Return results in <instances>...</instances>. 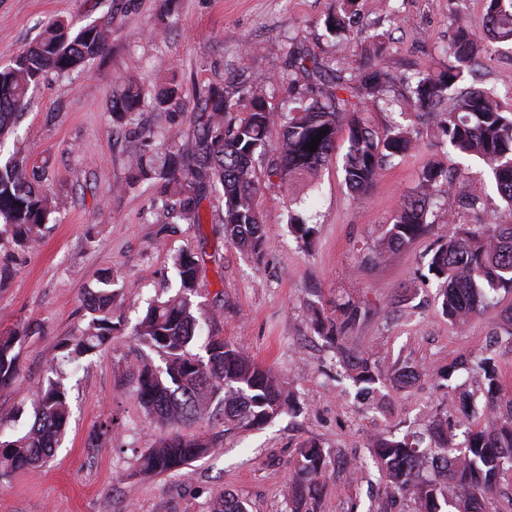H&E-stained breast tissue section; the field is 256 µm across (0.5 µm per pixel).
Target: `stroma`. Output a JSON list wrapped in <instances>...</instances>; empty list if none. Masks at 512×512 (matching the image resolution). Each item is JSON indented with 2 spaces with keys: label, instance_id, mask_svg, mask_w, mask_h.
Here are the masks:
<instances>
[{
  "label": "stroma",
  "instance_id": "1",
  "mask_svg": "<svg viewBox=\"0 0 512 512\" xmlns=\"http://www.w3.org/2000/svg\"><path fill=\"white\" fill-rule=\"evenodd\" d=\"M335 10L336 0H0V66L52 19L65 17L77 28L112 20L107 52L70 74L42 78L16 136L0 149V156L23 161L58 203L32 249L20 250L10 236H0V332L31 329L21 343L19 374L0 391L6 431L29 422L31 400L53 374L56 343L85 329L84 299L99 275L109 270L126 284L112 318V343L58 372L71 409L61 446L44 466L0 473V512H208L223 491L246 501L249 512H289L284 489L296 450L309 439L330 453L320 512H383L389 492L367 462L374 437L419 432L431 417L447 415L452 385L475 406L485 403L482 376L456 368V361L493 358L501 398L512 399V337L505 322L512 291L494 292L496 318L477 317L461 329L443 314L441 282L428 270L454 224L491 229L507 216L486 165L457 156L432 123L418 118L404 82L446 63L451 17L482 31L485 0H358L350 31L330 38L323 22ZM164 15L171 27L164 38H153L150 31ZM298 44L330 66L376 63L393 77V109L371 110L367 118L379 131L393 123L410 127L417 147L387 163L363 201H355L344 183L346 148L338 146L303 192L300 212L313 229L308 239L288 228L281 193L264 190L260 204L270 247L257 264L225 243L219 195L203 200V222L195 225L165 223L149 185L112 194V185L127 176L140 129L181 141L191 131L194 91L235 78L268 79V94L281 100L289 55ZM132 74L151 88L180 84L185 101L138 113L118 132L110 99ZM465 83L495 89L512 108V45H491ZM430 161L461 170L489 203L468 210L440 193L429 232L388 259H373L387 224ZM180 251L201 259L193 301L214 314L202 336L222 337L272 368L298 410L245 430L225 424L212 409L194 429L217 437L216 454L174 474L144 477L135 473L137 458L161 430L134 394L136 370L161 358L132 329L149 302L177 291L173 256ZM347 300L359 302L362 311L349 347L383 369L416 370L412 386L388 381L365 397L342 377L335 351L311 327L310 307L322 306L332 318ZM112 416L111 440H97L100 423ZM391 509L411 512L412 505L401 500Z\"/></svg>",
  "mask_w": 512,
  "mask_h": 512
}]
</instances>
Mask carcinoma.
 Returning a JSON list of instances; mask_svg holds the SVG:
<instances>
[{"label":"carcinoma","instance_id":"cac0c4a2","mask_svg":"<svg viewBox=\"0 0 512 512\" xmlns=\"http://www.w3.org/2000/svg\"><path fill=\"white\" fill-rule=\"evenodd\" d=\"M356 0H337V10L324 22L326 32L338 36L348 31L356 15ZM485 31L496 43H512V0H486ZM112 39L109 23L92 22L72 30L57 19L44 35L24 49L7 66L0 67V143L13 131L29 103V89L46 74L68 73L103 55ZM488 51L483 38L455 21L452 52L443 68L419 73L411 82L409 105L432 121L452 150L477 156L487 163L496 190L512 216V109L487 89L462 88L466 76L481 64ZM288 67L316 84L305 91L296 83L288 87L289 101L274 103L259 79L231 90L210 88L193 104V133L181 143L158 144L151 131L142 132L141 147L129 160V176L112 188L149 182L157 188L167 218L174 223H203L201 203L213 190L224 199V238L259 263L269 249L259 199L264 186L276 183L291 208L290 191L301 182H312L336 152L340 131L346 132L344 181L359 198L374 184L384 165L416 147L413 131L391 125L379 132L369 125V108L387 110L390 74L380 68L369 72L351 64L336 68L297 52ZM178 96L171 81L148 91L141 79L130 77L112 91L109 112L120 130L134 113L147 107L165 109ZM452 98L449 108L442 102ZM322 139L312 152L305 145L317 135ZM475 210L482 198L465 180L436 162L427 163L415 193L406 196L377 245L381 259L425 234L429 211L438 188ZM56 212L51 196L29 177L22 162L10 158L0 163V235H9L21 248L36 243ZM180 286L177 293L151 305L133 327V333L160 354L162 365L139 368L136 397L156 422L168 430L138 458L144 475L174 472L214 451L204 435L184 434L188 427L219 406L224 422L249 428L273 422L294 409L293 397L280 377L258 365L240 348L211 336L205 354L190 347L199 337L200 322L208 317L193 307L198 288L200 259L185 251L174 259ZM429 271L443 280L441 308L448 321L463 328L476 316L490 312L487 290H512V222L477 231L465 224L456 227L448 241L433 253ZM121 298L115 279L103 275L90 292L87 327L79 336L56 344L61 361L79 365L81 360L112 342V311ZM314 330L336 349L347 377L358 393L369 395L386 380L369 358L347 348L348 333L360 318V306L338 304L339 316L331 320L312 307ZM28 329L0 334V388L10 385L18 372L21 337ZM483 373L488 411L467 410L482 418L456 442L448 419L428 420L436 454L427 460L416 436L377 437L371 460L382 474L392 498L411 500L417 512H484V498L506 466L512 467V413L494 410L501 386L491 358L477 362ZM68 390L55 379L33 400V420L19 433L5 432L0 424V472L16 471L45 463L54 455L69 419ZM329 464V455L318 442L300 444L294 474L285 488L290 512H310L317 501ZM431 465L433 476L424 474ZM210 512H247L246 504L231 494L212 499Z\"/></svg>","mask_w":512,"mask_h":512}]
</instances>
